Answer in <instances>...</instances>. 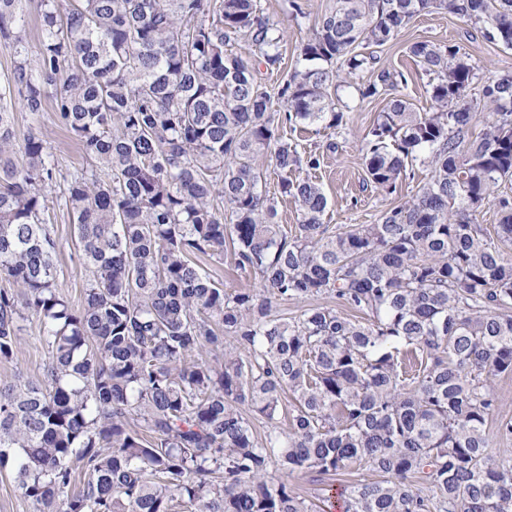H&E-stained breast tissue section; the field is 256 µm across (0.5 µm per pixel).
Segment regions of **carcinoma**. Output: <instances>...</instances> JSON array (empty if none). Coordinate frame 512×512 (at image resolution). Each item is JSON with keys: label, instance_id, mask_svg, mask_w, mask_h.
<instances>
[{"label": "carcinoma", "instance_id": "carcinoma-1", "mask_svg": "<svg viewBox=\"0 0 512 512\" xmlns=\"http://www.w3.org/2000/svg\"><path fill=\"white\" fill-rule=\"evenodd\" d=\"M435 9L512 47V0H335L274 99L256 71L281 67L283 36L260 0H40L34 65L24 0H0L13 55L0 88V278L17 286L0 289V361L30 317L48 352L41 382L0 385V466L33 512H317L269 478L273 463L326 475L368 465L380 479L336 492L343 512H512V450L490 453L485 432L494 377L512 373V197L500 192L512 76L474 102L460 46H409L434 76L433 107L389 99L361 151L384 190L419 157L430 177L375 224L323 223L320 183L292 177L320 155L279 133L340 126L335 82L371 74L363 98L407 85L358 47H383ZM240 37L256 59L233 51ZM14 100L33 116L53 102L86 160L63 176L87 276L77 309L57 289L44 218L56 158L38 133L17 146ZM478 105L485 132L472 139ZM280 197L297 205L291 236ZM491 203L492 232L477 222ZM229 246L254 287L228 291L197 263L223 262ZM324 294L353 314L273 312L276 297Z\"/></svg>", "mask_w": 512, "mask_h": 512}]
</instances>
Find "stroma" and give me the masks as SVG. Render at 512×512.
Masks as SVG:
<instances>
[{
    "mask_svg": "<svg viewBox=\"0 0 512 512\" xmlns=\"http://www.w3.org/2000/svg\"><path fill=\"white\" fill-rule=\"evenodd\" d=\"M334 0H261L264 12L278 23L283 32L282 52L284 63L280 70H258L256 77L268 89H277L293 69L301 44L311 35L318 20L329 11ZM427 40L437 44L461 46L471 58L474 78L469 89L470 97H478L489 79L512 75V49L488 42L480 26L462 23L445 10H436L415 17L403 29L396 41L377 48L376 53L383 65L409 76L405 93L420 111L431 105L429 89L431 78L418 68L408 53V47L416 41ZM334 96L346 107L341 127L306 126L297 124L283 128L282 133L299 151L314 150L322 153L323 160L316 170L329 201L323 217L331 226L377 223L381 213L391 207L404 204L414 198L429 172L421 162H414L411 179L400 183L396 191L388 193L371 183L365 173L362 141L382 112L386 101L382 98H361L354 88L334 89ZM15 133L24 139L30 129L40 130L46 137L62 171L82 167L85 159L79 144L59 127L53 110H46L39 117H32L22 107H15ZM336 143V150H329V143ZM63 181L53 182L48 188L47 218L58 240L55 257L57 284L60 291L74 307L83 303L86 274L78 261L79 248L69 207L65 203ZM46 362V349L38 338L34 322L23 324L22 340L12 362L0 363V384L17 379L37 382L41 379ZM274 479H286L293 491L312 503H320L328 494L329 486L351 483L358 479L373 478L374 473L366 466L354 467L343 475H321L313 471L283 475L278 468H271Z\"/></svg>",
    "mask_w": 512,
    "mask_h": 512,
    "instance_id": "stroma-1",
    "label": "stroma"
}]
</instances>
